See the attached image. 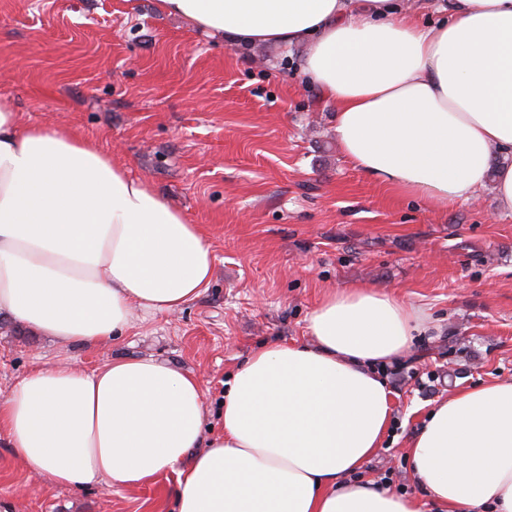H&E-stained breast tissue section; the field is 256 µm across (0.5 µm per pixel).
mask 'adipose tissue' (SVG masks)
I'll return each instance as SVG.
<instances>
[{
    "label": "adipose tissue",
    "mask_w": 512,
    "mask_h": 512,
    "mask_svg": "<svg viewBox=\"0 0 512 512\" xmlns=\"http://www.w3.org/2000/svg\"><path fill=\"white\" fill-rule=\"evenodd\" d=\"M237 44L299 47L347 160L396 193L455 204L493 183L512 212V0H448L420 24L393 0H160ZM198 225L99 145L0 107V322L70 351L116 341L136 313L181 310L207 287ZM426 314L348 288L307 338L254 351L226 384L224 430L203 436L197 376L154 357L39 365L0 399V436L60 487L177 477L176 512H422L358 478L391 419L380 369ZM407 462L441 512H512V380L455 391Z\"/></svg>",
    "instance_id": "obj_1"
}]
</instances>
